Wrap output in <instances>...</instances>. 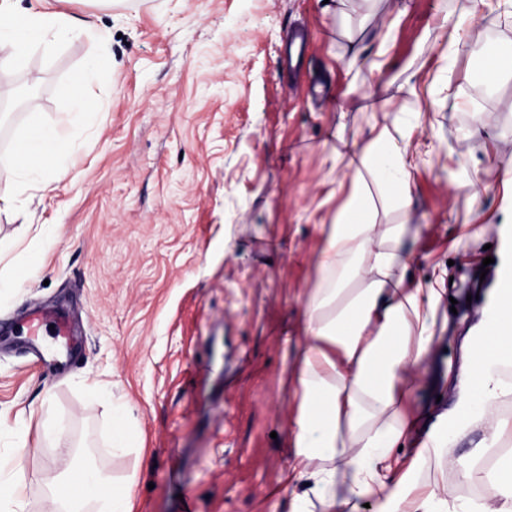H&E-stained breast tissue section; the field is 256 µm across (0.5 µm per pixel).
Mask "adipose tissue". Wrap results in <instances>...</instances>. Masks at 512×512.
I'll list each match as a JSON object with an SVG mask.
<instances>
[{
	"mask_svg": "<svg viewBox=\"0 0 512 512\" xmlns=\"http://www.w3.org/2000/svg\"><path fill=\"white\" fill-rule=\"evenodd\" d=\"M78 27L74 17L58 11L32 12L14 23L10 0H0V53L7 62L23 63L35 44L53 47ZM411 133L384 122L372 126L347 164L349 195L315 258L316 286L305 297L303 337L291 361L296 411L286 434L294 450L289 512H314L319 504L335 512L362 502L374 512H512L511 454L497 459L487 479L473 466L449 460L459 482H484L476 500L459 501L448 486L415 479L426 452L474 429L497 442L512 441V419L501 413L512 396L502 374L512 363V274H502L492 304L465 336L460 373L448 368L436 375L435 326L445 275H408L417 237L406 222L414 210ZM73 147L61 126L34 128L13 156L10 175L0 180V200L23 192L30 175L50 189L66 174L59 155ZM371 179L404 215L403 223H379ZM440 379L455 389V402L439 415L409 468H402L397 450L422 413L412 403L414 384ZM68 464L77 470L79 489L52 491L51 512H84L92 501L99 512H133L129 490L107 471L79 466L73 458Z\"/></svg>",
	"mask_w": 512,
	"mask_h": 512,
	"instance_id": "ef3b65f1",
	"label": "adipose tissue"
}]
</instances>
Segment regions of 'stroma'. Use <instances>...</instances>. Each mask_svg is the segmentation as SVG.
I'll list each match as a JSON object with an SVG mask.
<instances>
[{"mask_svg": "<svg viewBox=\"0 0 512 512\" xmlns=\"http://www.w3.org/2000/svg\"><path fill=\"white\" fill-rule=\"evenodd\" d=\"M92 21L52 51L0 70V162L34 123L63 122L71 79L108 64L83 90L94 109L67 127L77 150L44 191L0 201V322L27 308L76 309L81 332L62 365L0 335V458L23 449L26 512L73 448L130 482L135 512H273L285 500L295 412L285 359L300 341L314 258L350 189L334 151L370 125L415 123L409 182L424 279L448 267L440 357L461 343L512 260V12L488 0L447 61L445 20L472 0H16ZM311 40L299 73L283 68L288 32ZM385 54H378L380 36ZM479 44L483 55L470 52ZM365 64L351 60V45ZM468 107L452 112L454 99ZM479 182L473 203L465 181ZM480 241L458 246L471 225ZM132 447H112L115 406ZM61 421L41 437L31 409Z\"/></svg>", "mask_w": 512, "mask_h": 512, "instance_id": "stroma-1", "label": "stroma"}]
</instances>
